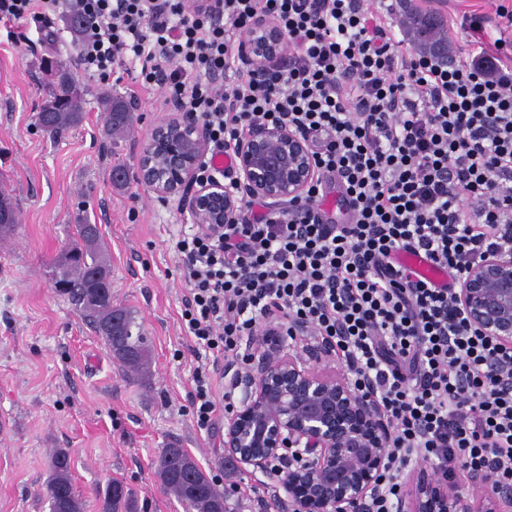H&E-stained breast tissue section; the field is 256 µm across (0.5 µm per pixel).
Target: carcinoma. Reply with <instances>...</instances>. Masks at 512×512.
Instances as JSON below:
<instances>
[{"label": "carcinoma", "instance_id": "carcinoma-1", "mask_svg": "<svg viewBox=\"0 0 512 512\" xmlns=\"http://www.w3.org/2000/svg\"><path fill=\"white\" fill-rule=\"evenodd\" d=\"M409 28L414 35L437 36L443 23L429 15L410 17ZM68 79L61 95L51 96L37 115V125L54 138L62 131L78 126L82 121V98L70 66L57 62ZM107 135L124 133L132 124L129 106L120 98L106 95L100 99ZM19 222L17 207L12 198L0 193V238L13 234ZM82 244L70 248L72 257L65 255L55 262L54 285H63L77 311L88 320L95 333L102 337L109 352L133 371L147 367L149 350L147 338L133 313L112 306L100 289L88 278V273L110 275L109 265L101 246L100 230L85 222L76 225ZM71 459L68 451L58 449L52 457L51 474L45 486L49 512H82V498L70 479ZM156 474L167 492L173 494L185 512H225L224 493L220 492L195 459L183 448L170 446L162 450L156 461ZM102 512H136L131 493L119 481L109 483L101 497Z\"/></svg>", "mask_w": 512, "mask_h": 512}]
</instances>
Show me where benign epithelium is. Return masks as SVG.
<instances>
[{"label": "benign epithelium", "instance_id": "obj_1", "mask_svg": "<svg viewBox=\"0 0 512 512\" xmlns=\"http://www.w3.org/2000/svg\"><path fill=\"white\" fill-rule=\"evenodd\" d=\"M286 40L268 17L253 22L239 40L244 64L276 63ZM174 116L156 124L137 157V179L199 227L225 224L244 196L295 207L317 180L309 141L281 125L254 124L233 146L224 176L200 180L207 139L195 113L171 103ZM455 300L472 327L512 347V250L486 256L459 282ZM300 347L281 342L258 346L275 332L264 327L248 344V360L225 370L238 394L224 421V458L271 481L276 512H369L384 495L387 447L393 428L374 398L351 383L335 364L333 346L291 325ZM394 504L395 512H512V486L495 472L475 474L497 496L485 506L451 479L421 467Z\"/></svg>", "mask_w": 512, "mask_h": 512}]
</instances>
